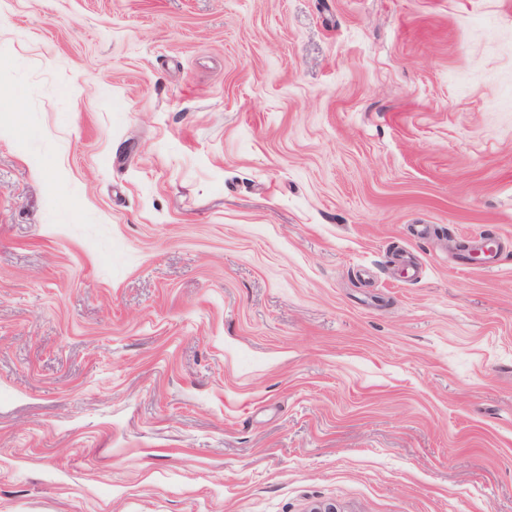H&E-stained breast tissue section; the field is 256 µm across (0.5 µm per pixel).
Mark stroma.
Returning a JSON list of instances; mask_svg holds the SVG:
<instances>
[{
	"label": "stroma",
	"mask_w": 512,
	"mask_h": 512,
	"mask_svg": "<svg viewBox=\"0 0 512 512\" xmlns=\"http://www.w3.org/2000/svg\"><path fill=\"white\" fill-rule=\"evenodd\" d=\"M508 239L512 0H0V512H512Z\"/></svg>",
	"instance_id": "stroma-1"
}]
</instances>
